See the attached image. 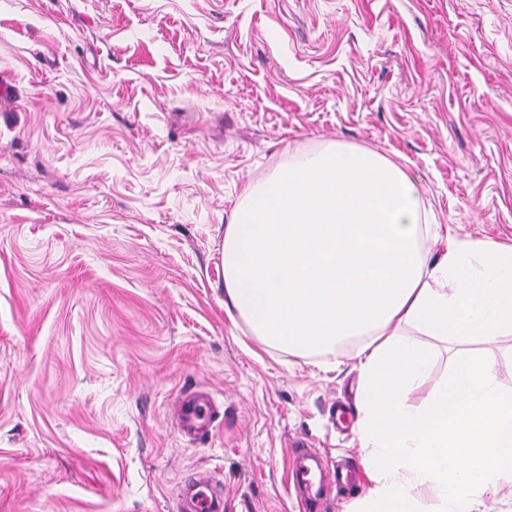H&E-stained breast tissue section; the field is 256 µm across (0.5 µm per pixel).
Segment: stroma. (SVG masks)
Here are the masks:
<instances>
[{
    "instance_id": "35a3bbf8",
    "label": "stroma",
    "mask_w": 512,
    "mask_h": 512,
    "mask_svg": "<svg viewBox=\"0 0 512 512\" xmlns=\"http://www.w3.org/2000/svg\"><path fill=\"white\" fill-rule=\"evenodd\" d=\"M0 512H296L289 444L361 474L357 345H264L221 245L290 151H374L434 221L512 245V0H0ZM417 407L454 345L430 336ZM512 391V334L474 344ZM209 392L212 436L173 403ZM187 494L180 489L177 494V512H223L224 499L218 496L212 480L199 476L187 482Z\"/></svg>"
}]
</instances>
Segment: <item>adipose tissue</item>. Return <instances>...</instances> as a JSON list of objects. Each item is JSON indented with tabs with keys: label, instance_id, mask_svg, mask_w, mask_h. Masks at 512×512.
I'll list each match as a JSON object with an SVG mask.
<instances>
[{
	"label": "adipose tissue",
	"instance_id": "ef3b65f1",
	"mask_svg": "<svg viewBox=\"0 0 512 512\" xmlns=\"http://www.w3.org/2000/svg\"><path fill=\"white\" fill-rule=\"evenodd\" d=\"M415 181L381 155L341 144L297 154L252 187L224 228L226 311L300 355L358 336V428L372 485L366 512H482L512 492V392L466 345L512 334V246L441 235ZM445 238L431 258L422 237ZM416 339H407V332ZM456 344L421 407L422 337Z\"/></svg>",
	"mask_w": 512,
	"mask_h": 512
}]
</instances>
